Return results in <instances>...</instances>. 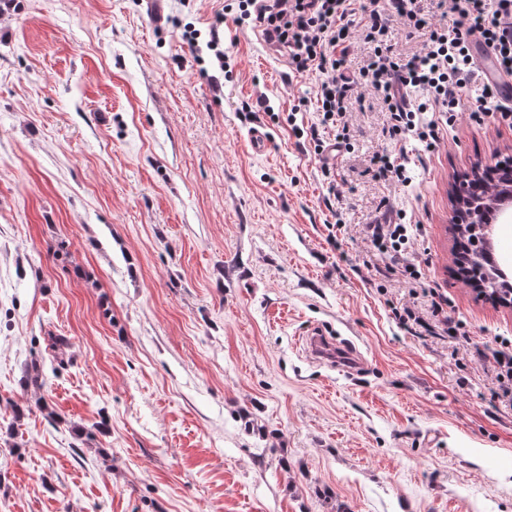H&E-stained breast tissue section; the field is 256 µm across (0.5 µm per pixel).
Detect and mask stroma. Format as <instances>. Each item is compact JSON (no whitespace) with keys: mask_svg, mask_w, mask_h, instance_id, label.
<instances>
[{"mask_svg":"<svg viewBox=\"0 0 512 512\" xmlns=\"http://www.w3.org/2000/svg\"><path fill=\"white\" fill-rule=\"evenodd\" d=\"M223 7L0 10V512H512L491 357L512 310L458 279L448 229L450 184L512 158V124L408 142L402 187L371 169L388 116L365 90L325 177L296 133L317 75L230 22L232 81L199 77L179 26ZM261 98L277 120L245 116ZM385 206L464 337L395 319L402 262L365 233ZM314 324L361 368L306 354Z\"/></svg>","mask_w":512,"mask_h":512,"instance_id":"35a3bbf8","label":"stroma"}]
</instances>
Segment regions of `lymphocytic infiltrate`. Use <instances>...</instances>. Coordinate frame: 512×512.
I'll list each match as a JSON object with an SVG mask.
<instances>
[{"instance_id": "f902f5d3", "label": "lymphocytic infiltrate", "mask_w": 512, "mask_h": 512, "mask_svg": "<svg viewBox=\"0 0 512 512\" xmlns=\"http://www.w3.org/2000/svg\"><path fill=\"white\" fill-rule=\"evenodd\" d=\"M421 2L229 0L215 14L208 40H201L199 30L189 25L182 38L195 53L201 77L213 70L231 77L233 66L219 29L233 11L237 22L261 30L268 48L286 57L294 74L321 73L316 90L319 125L309 130L318 154L325 149L318 133L322 127L332 131L337 146H346L349 104L362 88L376 92L388 112L390 139L413 136L428 152L438 148L444 128L456 122L464 89L477 90L472 122L481 125L495 115L512 122V108L501 105L495 89L481 82L469 48L473 40L485 43L500 67L512 74V0H436L435 20L425 17ZM397 20L422 37L419 49L402 59L394 56L391 44ZM359 40L370 52L359 71L351 73L347 59ZM366 233L375 251L398 257L407 254L414 227L399 212L386 223L367 225Z\"/></svg>"}]
</instances>
